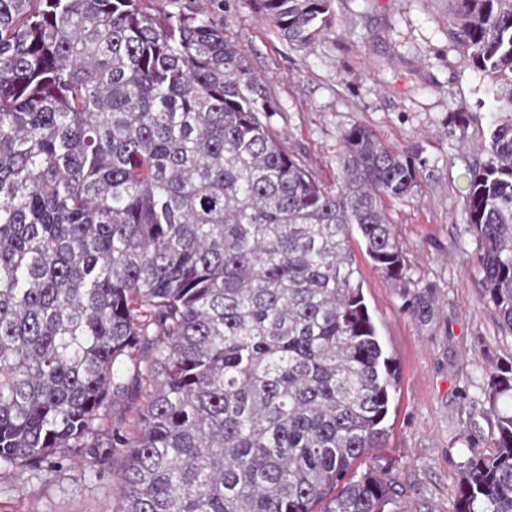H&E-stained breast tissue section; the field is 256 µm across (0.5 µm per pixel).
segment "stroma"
I'll return each mask as SVG.
<instances>
[{
	"instance_id": "obj_1",
	"label": "stroma",
	"mask_w": 512,
	"mask_h": 512,
	"mask_svg": "<svg viewBox=\"0 0 512 512\" xmlns=\"http://www.w3.org/2000/svg\"><path fill=\"white\" fill-rule=\"evenodd\" d=\"M218 25L266 77L278 110L271 128L313 175L336 178L342 132L370 128L408 149L413 198L388 208L404 262L392 280L356 249L359 284L399 377L379 448L365 468L390 472L403 493L388 512H454L470 451L490 446V373L512 363L478 269L481 242L468 220V182L486 159L488 83L461 58L450 0H333L332 29L312 48L288 44L261 0H151ZM147 393L130 382L88 447L51 462L0 468V512H117L125 452L112 431H134Z\"/></svg>"
}]
</instances>
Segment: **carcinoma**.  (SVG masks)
<instances>
[{"instance_id": "obj_1", "label": "carcinoma", "mask_w": 512, "mask_h": 512, "mask_svg": "<svg viewBox=\"0 0 512 512\" xmlns=\"http://www.w3.org/2000/svg\"><path fill=\"white\" fill-rule=\"evenodd\" d=\"M332 2L262 8L306 48ZM451 2L489 79L469 224L512 331V0ZM275 111L196 13L0 0V465L86 447L131 378L147 401L112 436L119 512H384L394 481L357 463L387 435L396 369L352 244L402 276L387 202L418 170L353 125L327 186L264 122ZM490 381L492 451L468 459L456 512H512V368Z\"/></svg>"}]
</instances>
